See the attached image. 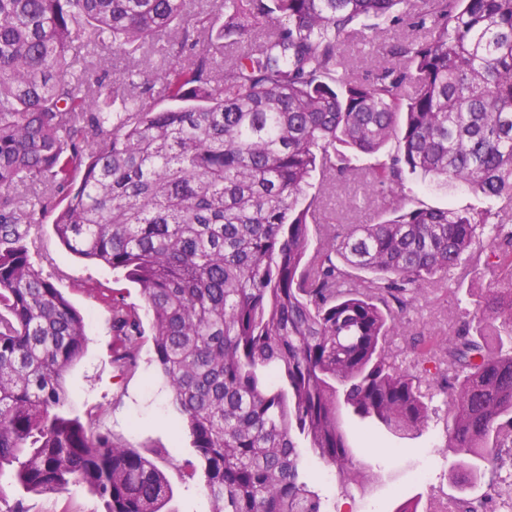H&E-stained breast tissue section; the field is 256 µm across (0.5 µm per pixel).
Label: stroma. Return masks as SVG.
I'll list each match as a JSON object with an SVG mask.
<instances>
[{
	"label": "stroma",
	"instance_id": "35a3bbf8",
	"mask_svg": "<svg viewBox=\"0 0 512 512\" xmlns=\"http://www.w3.org/2000/svg\"><path fill=\"white\" fill-rule=\"evenodd\" d=\"M411 28L400 25L378 36H356L347 46L349 71L364 79L381 61L382 44L412 36ZM365 179L356 175L327 191V205L318 224L312 225L313 240L324 236L328 224H373L378 222V200L366 199L355 211L343 202L361 191ZM413 205L471 209L487 207L488 202L464 187L443 188L419 178L408 183ZM53 213H46L29 244L33 261L71 304L84 316L87 343L82 355L65 371L68 398L65 410L72 417L99 416V427L124 447L152 454L155 463L170 472L172 506L176 512H211V501L201 482H185L173 474L175 464L191 455L187 433L177 431L178 413L171 390L157 373L153 363V344L144 340L135 368L121 370L115 364L116 338L112 332V304L119 301L139 307L143 299L137 284L126 281L120 271L81 259L67 251L57 240L52 226ZM461 314L456 296L435 285L408 306L403 320L407 335L392 337L390 348L398 361L412 365L425 351L436 350L451 335ZM358 460L366 482L342 488L334 467L313 464L310 478L314 487L329 500L330 512H395L406 499L423 496L435 506H445L458 497L478 498L489 488L492 474L481 484L456 482L452 468L455 460L445 454V423L432 419L420 431L403 435L382 433L362 437L353 432ZM28 512H100L96 498L81 486L64 494L31 496L23 499Z\"/></svg>",
	"mask_w": 512,
	"mask_h": 512
}]
</instances>
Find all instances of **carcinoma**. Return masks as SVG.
I'll return each instance as SVG.
<instances>
[{
  "label": "carcinoma",
  "instance_id": "carcinoma-1",
  "mask_svg": "<svg viewBox=\"0 0 512 512\" xmlns=\"http://www.w3.org/2000/svg\"><path fill=\"white\" fill-rule=\"evenodd\" d=\"M0 0V478L23 494L85 486L101 512H174L166 472L62 411L84 318L27 239L140 286L212 512H327L313 460L342 486L359 468L342 416L392 434L446 409L448 448L474 481L512 465V218L414 207L411 175L512 205V0ZM411 17L370 81L354 36ZM178 50L156 67L167 35ZM129 57L112 75L88 47ZM224 55L218 64L217 55ZM175 106L157 108L155 84ZM392 151L386 150L390 142ZM376 156L382 219L311 247L324 195ZM462 266V320L412 367L391 356L403 311ZM114 362L136 364L143 321L112 309ZM512 508V482L479 505Z\"/></svg>",
  "mask_w": 512,
  "mask_h": 512
}]
</instances>
